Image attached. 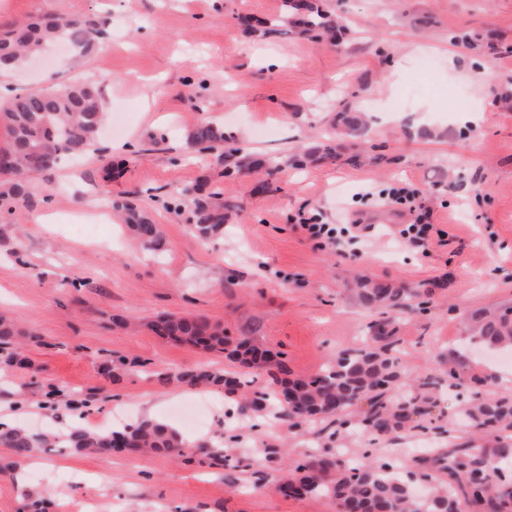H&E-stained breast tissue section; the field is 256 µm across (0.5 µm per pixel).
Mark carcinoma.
I'll use <instances>...</instances> for the list:
<instances>
[{
	"mask_svg": "<svg viewBox=\"0 0 512 512\" xmlns=\"http://www.w3.org/2000/svg\"><path fill=\"white\" fill-rule=\"evenodd\" d=\"M284 14L287 22L298 25L301 33L313 38L334 37L343 29L342 21L333 18L315 0H284ZM103 31L102 23L89 16L36 17L0 33V67L17 69L59 41L83 57L102 43ZM105 120L99 87L77 79L53 89L17 93L0 102V125L9 137L8 145L0 148V211L18 216L33 205L31 184L40 174L69 159L98 151ZM363 129L364 119L359 112H340L333 125L335 135L350 138L360 136ZM189 140L200 153L220 154L227 177L242 166L268 176L279 169L277 160L253 155L248 147L236 143L210 122L194 128ZM316 158L336 162L333 137L297 151L288 159V165L304 169ZM113 207L122 214L142 247L160 245L161 225L137 204L115 202ZM170 208L185 215L186 223L202 239L224 230L226 216L219 191L186 188L173 195ZM445 287L442 281L408 286L357 279L355 297L363 307L381 311L382 317L367 324L362 346L338 351L319 373L304 377L290 376L284 353L258 345L247 333L233 337L224 326L203 314H161L150 323V329L172 342L223 354L243 368L241 372L226 373L198 367L167 373L164 381L174 380L190 388L222 389L227 396L237 398L241 415L264 401L269 411L287 419L293 427L327 421L363 435H393L408 428H423L420 421L431 415L443 385L471 391L473 397L460 420L496 447L488 449L471 441L438 455L427 452L417 457L416 463L423 465V470L417 471L414 478L403 474L389 455L349 465L337 457L305 459L291 464L275 490L290 498L327 495L334 500L336 512H467L470 506L487 512H512V487L502 483L497 460L509 448L504 438L512 432V398L490 391L494 376L472 374L465 378L459 364L446 378L429 371L409 382L396 356L397 321L406 313L427 311L423 304H431L436 293ZM465 324L471 343L512 351V302L471 311ZM25 340L40 343V337L23 330L1 312L0 363L32 368L23 346ZM248 369L265 370L269 381L242 395L240 391L250 386L244 378ZM116 442L142 453L182 457L189 463L211 468L224 467L222 448H191L162 420H141L108 431L72 423L53 435L34 432L16 422H0V447L7 449L16 463L42 449L107 455ZM417 481L428 486L427 496L414 495ZM22 512H48V503L39 492L30 491L25 494Z\"/></svg>",
	"mask_w": 512,
	"mask_h": 512,
	"instance_id": "1",
	"label": "carcinoma"
}]
</instances>
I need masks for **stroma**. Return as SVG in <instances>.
<instances>
[{
  "instance_id": "35a3bbf8",
  "label": "stroma",
  "mask_w": 512,
  "mask_h": 512,
  "mask_svg": "<svg viewBox=\"0 0 512 512\" xmlns=\"http://www.w3.org/2000/svg\"><path fill=\"white\" fill-rule=\"evenodd\" d=\"M341 16L339 42L315 41L288 28L256 39L238 19H276L282 0H0V30L41 14L105 20L107 37L81 63L51 49L43 64L11 71L0 86L14 93L68 79L100 86L107 115L103 151L48 171L34 183V204L21 219L0 220V309L39 336L26 355L33 370L0 367V417L15 415L58 432L79 420L111 429L112 415L168 420L185 400H216L186 441L223 443L246 468L220 473L163 455L38 452L16 470L0 472V512H19L22 494L68 492L77 512H154L158 504L185 512H336L327 496L273 493L280 451L301 460L336 449L355 459L377 458L385 446L407 454L421 440L447 447L436 428L458 439L462 406L444 392L432 410L433 429L400 433L393 443L356 436L330 438L323 423L289 429L270 416L244 417L224 405L223 391L161 382V373L210 366L232 370L222 356L170 343L147 329L161 312L194 311L233 336L285 354L295 375H313L336 351L361 345L374 311L348 291L356 274L416 285L442 280L427 314L400 320L398 355L414 378L437 360L463 361L465 374H492L499 394L512 395V368L484 353L466 352L467 312L512 301V0H324ZM480 33L499 44L488 57L460 36ZM425 53L436 54L435 77L417 74ZM495 69L494 86L477 80ZM365 113L356 141H337L336 163L298 172L284 166L272 188L256 192L247 170L228 178L218 154L198 155L187 133L204 121L246 141L251 150L287 159L322 140L337 112ZM471 115L461 125L463 115ZM369 159L352 163V155ZM120 173L106 177L108 163ZM196 183L221 189L231 216L221 235L197 237L168 207L172 194ZM411 184L430 210L443 241L419 251L398 227L415 215L393 208L382 193ZM137 200L164 227L160 249L137 244L101 192ZM326 224L360 215L373 230L365 241L317 244L297 228L300 215ZM77 224L100 232L82 237ZM136 319L138 330L115 327ZM136 362L110 382L107 362ZM56 405L44 408L50 388Z\"/></svg>"
}]
</instances>
